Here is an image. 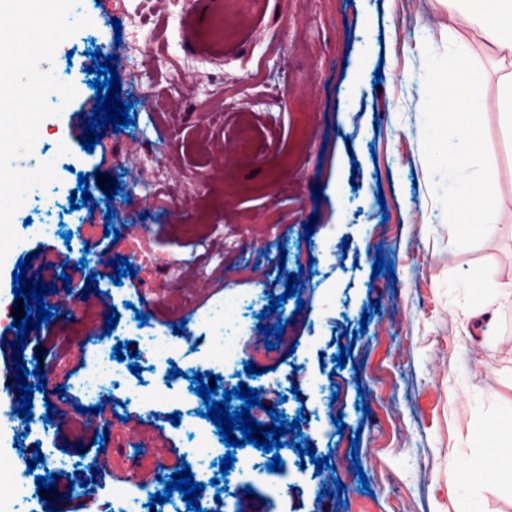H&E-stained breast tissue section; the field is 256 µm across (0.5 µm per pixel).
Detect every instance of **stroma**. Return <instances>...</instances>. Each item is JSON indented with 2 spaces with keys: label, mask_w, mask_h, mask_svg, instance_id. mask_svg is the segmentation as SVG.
Listing matches in <instances>:
<instances>
[{
  "label": "stroma",
  "mask_w": 512,
  "mask_h": 512,
  "mask_svg": "<svg viewBox=\"0 0 512 512\" xmlns=\"http://www.w3.org/2000/svg\"><path fill=\"white\" fill-rule=\"evenodd\" d=\"M186 6L79 0L77 13L92 24L55 50L56 77L77 83V94L42 122L20 159L34 167L53 161L57 179L30 192L13 217L21 241L0 265V305L15 302L13 272L23 257L28 277L49 285L64 273L77 285L92 272L98 291L77 315L76 294L46 295L55 312L23 343L27 369L44 370L52 386L34 392L32 419L17 414V390L0 394V452L20 463L16 512L49 504L115 512L110 490L131 479L138 494L128 512H152L155 493L183 461L205 486L203 512H224L228 503L236 512H462L448 491V456L477 439L473 394L512 415V340L467 320L448 283L480 267L512 281V243L490 234L454 247L422 152L424 99L408 77L425 65L415 46L440 54L452 35L472 45L505 219L512 156L499 150L501 53L480 29H449L441 0H238L224 23L244 34L223 64H209L181 47ZM98 50L113 59L132 124L106 131L102 150L89 152L80 138L96 104L87 68ZM235 141L240 156L228 167L224 146ZM82 175L91 205L74 210L69 198ZM102 177L119 182L118 195L99 185ZM109 226L120 237L107 247ZM119 255L137 269L140 286L113 284ZM379 257L393 272L373 274ZM282 270L298 276L301 296L271 313L270 300L286 290ZM231 288L248 302L243 348L224 367L205 358L213 338L203 322ZM373 302L379 311L363 318ZM112 312L119 321L110 331ZM262 324L284 325L275 349L253 345ZM156 336L172 345L171 364L145 356ZM122 342L140 352V375L117 361L113 347ZM343 345L352 353L341 369ZM248 361L258 372L246 382L261 401L251 417L266 427L274 410L302 420L288 474L268 471L270 454L253 445L227 450L191 389L193 370L233 389ZM102 362L118 366L119 380L85 390L83 378ZM173 367L181 377H170ZM157 385L169 389L167 400L141 404L139 390ZM94 405L111 421L99 447ZM200 430L213 443L204 458L193 453ZM133 432L146 444L134 465L118 450ZM302 447L330 457L332 469L303 463ZM38 451L43 463L27 471ZM229 452L254 475L250 489L220 481ZM46 474L48 491L36 486ZM281 484L291 486L288 497L276 494Z\"/></svg>",
  "instance_id": "35a3bbf8"
}]
</instances>
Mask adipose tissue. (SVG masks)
Returning a JSON list of instances; mask_svg holds the SVG:
<instances>
[{
	"mask_svg": "<svg viewBox=\"0 0 512 512\" xmlns=\"http://www.w3.org/2000/svg\"><path fill=\"white\" fill-rule=\"evenodd\" d=\"M448 19L454 23H476L488 41L505 50L509 63L500 79L498 109L502 116V142L512 146V0H443ZM448 294L468 318L495 325L503 338L512 337V282L498 280L489 272L470 271ZM483 450L469 455L467 462L451 461L448 482L451 493L465 512H487L491 479L512 477V443L501 439L505 419L483 413Z\"/></svg>",
	"mask_w": 512,
	"mask_h": 512,
	"instance_id": "adipose-tissue-1",
	"label": "adipose tissue"
}]
</instances>
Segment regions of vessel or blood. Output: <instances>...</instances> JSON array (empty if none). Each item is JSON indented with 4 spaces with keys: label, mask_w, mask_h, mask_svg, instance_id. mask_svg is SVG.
Segmentation results:
<instances>
[{
    "label": "vessel or blood",
    "mask_w": 512,
    "mask_h": 512,
    "mask_svg": "<svg viewBox=\"0 0 512 512\" xmlns=\"http://www.w3.org/2000/svg\"><path fill=\"white\" fill-rule=\"evenodd\" d=\"M228 0H188L179 21V36L184 51L195 58L223 61L227 45L224 15Z\"/></svg>",
    "instance_id": "b4317fda"
}]
</instances>
